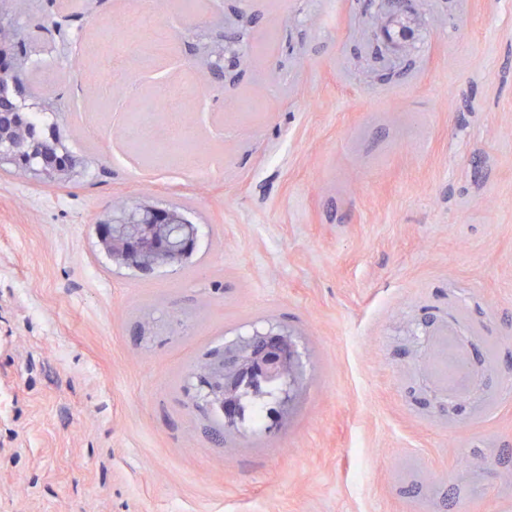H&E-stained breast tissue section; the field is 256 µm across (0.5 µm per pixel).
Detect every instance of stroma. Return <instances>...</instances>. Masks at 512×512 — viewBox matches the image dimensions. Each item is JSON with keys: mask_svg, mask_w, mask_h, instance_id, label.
I'll return each mask as SVG.
<instances>
[{"mask_svg": "<svg viewBox=\"0 0 512 512\" xmlns=\"http://www.w3.org/2000/svg\"><path fill=\"white\" fill-rule=\"evenodd\" d=\"M371 60L367 0H29L18 35L79 167L0 172V512H512V379L457 413L438 357L512 360V0H416ZM251 63L214 78L205 46ZM199 130L142 166L146 96ZM179 206L194 252L113 268V199ZM270 323L301 356L275 429L216 433L186 392Z\"/></svg>", "mask_w": 512, "mask_h": 512, "instance_id": "1", "label": "stroma"}]
</instances>
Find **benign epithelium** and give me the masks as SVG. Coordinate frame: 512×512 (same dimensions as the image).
Returning <instances> with one entry per match:
<instances>
[{
	"label": "benign epithelium",
	"mask_w": 512,
	"mask_h": 512,
	"mask_svg": "<svg viewBox=\"0 0 512 512\" xmlns=\"http://www.w3.org/2000/svg\"><path fill=\"white\" fill-rule=\"evenodd\" d=\"M373 8L388 14L376 32L377 38L390 44L396 36L415 37L416 23L408 19L413 14L411 0H373ZM20 9L21 0H0V75H10L8 85L0 90V165L49 183L65 182L76 167L75 158L53 139L34 138L24 119V78L30 71V55L12 47L13 20ZM209 55L214 57L211 73L216 78L222 76L225 60L230 68L250 63L247 50L241 46L229 50L221 47ZM96 235L112 265L143 273L181 264L196 244L195 227L186 223L179 209L149 204L113 206L107 218L96 225ZM300 372L292 334L281 325L268 324L224 343L199 379L211 403L224 412V425L235 427L239 425L237 383L241 378L258 375L265 384L277 387L281 392L279 406L284 407L291 400Z\"/></svg>",
	"instance_id": "benign-epithelium-1"
}]
</instances>
